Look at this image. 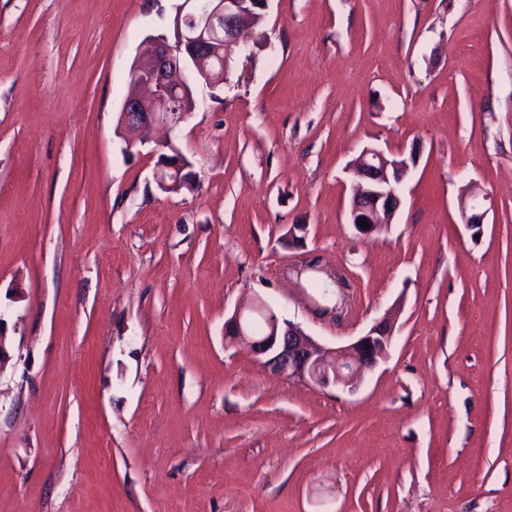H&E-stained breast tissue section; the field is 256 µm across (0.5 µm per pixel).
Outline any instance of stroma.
I'll list each match as a JSON object with an SVG mask.
<instances>
[{
    "instance_id": "1",
    "label": "stroma",
    "mask_w": 512,
    "mask_h": 512,
    "mask_svg": "<svg viewBox=\"0 0 512 512\" xmlns=\"http://www.w3.org/2000/svg\"><path fill=\"white\" fill-rule=\"evenodd\" d=\"M179 2L0 0V512H512V0H271L169 193L120 113ZM367 147L419 151L370 236ZM259 299L392 344L274 376L224 340Z\"/></svg>"
}]
</instances>
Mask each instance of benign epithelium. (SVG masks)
<instances>
[{
    "instance_id": "benign-epithelium-1",
    "label": "benign epithelium",
    "mask_w": 512,
    "mask_h": 512,
    "mask_svg": "<svg viewBox=\"0 0 512 512\" xmlns=\"http://www.w3.org/2000/svg\"><path fill=\"white\" fill-rule=\"evenodd\" d=\"M270 0H182L172 21L173 38L159 37L133 66L135 89L123 101L121 124L126 130L161 125L168 134L167 146L174 158L161 157L158 185L166 189L184 182L191 174L176 149L175 139L187 110L196 106L188 97L196 88L198 74L214 91L224 84L232 54L248 55L251 49L241 41L248 26L246 16L263 18ZM418 153L388 158L384 151L365 148L356 163L358 183L353 188L350 223L359 233L372 234L388 224L401 205V187L416 165ZM488 209L473 196L470 213L463 214L466 226L480 234ZM364 219L369 228L358 225ZM266 311V329L255 336L247 321L257 307ZM224 335L245 345L264 359L271 373L312 382L322 388L357 390L361 373L383 359L393 338V321L386 316L364 335L348 345L325 348L298 324L280 318L261 301L248 308H237L224 324Z\"/></svg>"
}]
</instances>
